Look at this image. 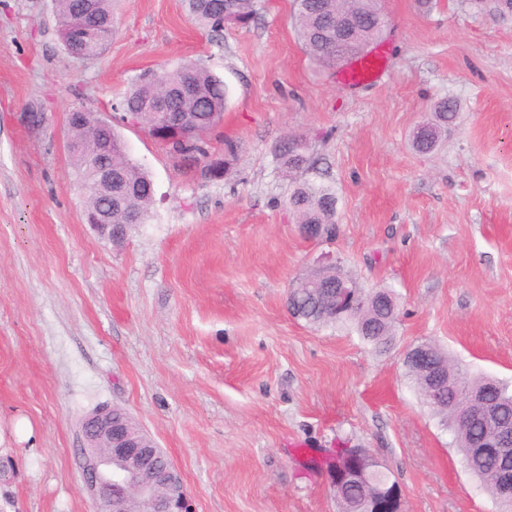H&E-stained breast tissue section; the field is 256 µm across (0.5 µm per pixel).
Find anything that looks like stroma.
Returning <instances> with one entry per match:
<instances>
[{"mask_svg": "<svg viewBox=\"0 0 512 512\" xmlns=\"http://www.w3.org/2000/svg\"><path fill=\"white\" fill-rule=\"evenodd\" d=\"M387 71L350 88L302 48L292 0L249 25L199 27L185 0H122L106 50L62 48L53 0H0V512H96L81 419L127 411L167 455L193 512H339L323 459L369 449L404 512H498L403 367L430 342L512 381V15L471 0H384ZM223 78L209 137L221 178L147 129L118 132L154 197L119 243L83 223L67 113L109 118L184 61ZM459 119L431 153L409 138L441 99ZM314 165L288 170L279 146ZM335 190L333 240L303 236L296 182ZM399 320L375 352L288 309L324 254Z\"/></svg>", "mask_w": 512, "mask_h": 512, "instance_id": "stroma-1", "label": "stroma"}]
</instances>
